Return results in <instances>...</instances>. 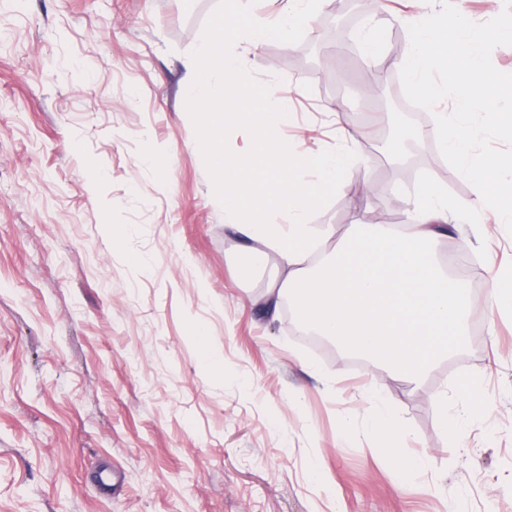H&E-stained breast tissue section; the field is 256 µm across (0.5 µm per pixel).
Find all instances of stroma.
I'll use <instances>...</instances> for the list:
<instances>
[{"label": "stroma", "instance_id": "obj_1", "mask_svg": "<svg viewBox=\"0 0 512 512\" xmlns=\"http://www.w3.org/2000/svg\"><path fill=\"white\" fill-rule=\"evenodd\" d=\"M385 3L322 0L244 57L284 99L294 152L353 150L310 215L339 237L415 222L418 174L445 163L435 139L401 161L380 141L392 119L362 68L396 69L402 17L428 9ZM233 9L0 0V512H512V313L484 304L512 234L487 211L476 228L449 216L475 302L420 385L304 342L266 300L276 257L248 275L235 262L244 242L183 92ZM362 31L383 34L364 64L346 52Z\"/></svg>", "mask_w": 512, "mask_h": 512}]
</instances>
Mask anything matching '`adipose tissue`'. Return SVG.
<instances>
[{
  "label": "adipose tissue",
  "instance_id": "obj_1",
  "mask_svg": "<svg viewBox=\"0 0 512 512\" xmlns=\"http://www.w3.org/2000/svg\"><path fill=\"white\" fill-rule=\"evenodd\" d=\"M320 2L286 0L279 13L250 14L243 50H224L217 62L212 46L234 20L216 18L187 65L185 95L205 130L200 147L221 176L224 222L251 242L241 266L255 271L273 253L285 272L267 289L269 302L289 300L310 328L417 384L463 342L472 306L470 291L448 278L433 249L448 233L445 194L432 183L417 193V221L403 232L354 224L340 244L318 252L309 215L325 188L344 178L354 154L294 153L279 135L288 114L276 91L241 79L245 53L270 34L306 23ZM310 169L317 181L300 180L299 172ZM264 204L279 210L283 222H263Z\"/></svg>",
  "mask_w": 512,
  "mask_h": 512
}]
</instances>
